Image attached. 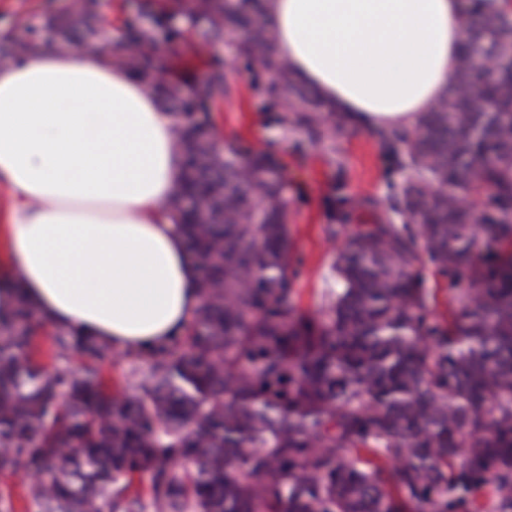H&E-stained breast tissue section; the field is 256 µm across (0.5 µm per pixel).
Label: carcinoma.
Instances as JSON below:
<instances>
[{
  "instance_id": "obj_1",
  "label": "carcinoma",
  "mask_w": 512,
  "mask_h": 512,
  "mask_svg": "<svg viewBox=\"0 0 512 512\" xmlns=\"http://www.w3.org/2000/svg\"><path fill=\"white\" fill-rule=\"evenodd\" d=\"M100 0L44 19L0 64L51 46L101 47L191 124L174 145L170 200L196 271L199 305L178 334L128 352V387L101 364L112 346L55 328L19 297L0 317V512H512V15L462 0L448 91L414 131L375 129L406 172L402 219L340 224L326 306L302 309L281 165L218 145L212 112L238 70L155 80L153 0L120 38L100 40ZM201 43L247 33L237 56L269 77L264 111L333 137L350 118L298 81L277 52L265 0H195ZM340 205L373 211L379 202ZM485 196L476 210L461 197ZM446 281L435 314L428 272ZM84 360L80 372L69 356ZM48 357L52 365L43 362Z\"/></svg>"
}]
</instances>
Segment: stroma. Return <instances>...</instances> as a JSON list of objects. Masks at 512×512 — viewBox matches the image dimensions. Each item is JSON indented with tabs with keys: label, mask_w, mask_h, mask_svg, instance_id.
I'll return each mask as SVG.
<instances>
[{
	"label": "stroma",
	"mask_w": 512,
	"mask_h": 512,
	"mask_svg": "<svg viewBox=\"0 0 512 512\" xmlns=\"http://www.w3.org/2000/svg\"><path fill=\"white\" fill-rule=\"evenodd\" d=\"M69 0H0V44L23 33L24 27L40 25L51 14L67 10ZM172 14L176 36L163 42L161 63L167 75L201 74L209 54L199 49L198 30L176 20L178 0H155ZM232 94L213 112L223 142L273 154L286 178L288 202L295 241L294 258L299 275L295 282L297 301L308 311L325 306L330 292L340 289L332 270L340 239L328 228L335 204L337 182H344L351 199L387 200L404 175L368 130L348 128L336 138L311 141L301 130L279 123L263 111V96L249 72L231 81Z\"/></svg>",
	"instance_id": "obj_1"
}]
</instances>
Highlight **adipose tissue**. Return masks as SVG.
<instances>
[{"label": "adipose tissue", "instance_id": "1", "mask_svg": "<svg viewBox=\"0 0 512 512\" xmlns=\"http://www.w3.org/2000/svg\"><path fill=\"white\" fill-rule=\"evenodd\" d=\"M461 0H267L276 47L369 129L414 130L444 95ZM173 114L123 64L51 49L0 65V314L26 296L51 325L137 351L179 333L196 270L171 216Z\"/></svg>", "mask_w": 512, "mask_h": 512}]
</instances>
